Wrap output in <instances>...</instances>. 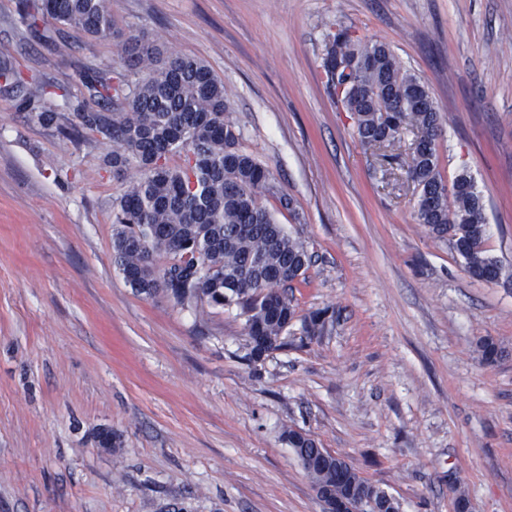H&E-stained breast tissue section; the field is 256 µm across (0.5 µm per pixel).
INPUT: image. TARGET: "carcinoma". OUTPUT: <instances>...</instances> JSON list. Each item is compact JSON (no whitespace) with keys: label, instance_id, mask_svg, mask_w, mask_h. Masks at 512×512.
<instances>
[{"label":"carcinoma","instance_id":"carcinoma-1","mask_svg":"<svg viewBox=\"0 0 512 512\" xmlns=\"http://www.w3.org/2000/svg\"><path fill=\"white\" fill-rule=\"evenodd\" d=\"M20 23L38 34L47 22L87 38L116 34L110 0H19ZM124 70H79L77 90L65 93L76 123L67 127L57 111L55 87L24 77L0 50V92L21 93L22 105L37 121L77 140L100 135L112 141L109 163L127 184L113 207L112 263L125 282L148 298L162 292L178 305H236L246 317L252 362L281 337L295 309L274 289L305 277L311 255L305 244L258 202L269 190L270 172L239 149L240 131L230 117L224 83L202 60L164 53L143 37L127 35L120 44ZM355 63L336 75V57ZM336 103L356 114V134L367 150L392 144L407 134L425 145L404 163L419 187L416 220L439 240L448 241L466 272L488 283L512 287V274L485 248V225L475 221L483 199L472 177L459 173L452 184L439 170L436 140L440 107L428 87L403 69L390 48L363 42L336 25L322 62ZM183 163L173 165L174 156ZM165 257L164 265L157 258ZM481 360L492 365L507 350L491 337L478 341ZM295 455L319 457L323 449L309 435L290 430ZM312 482L333 484L336 496L353 500L365 479L354 468L342 476L316 467Z\"/></svg>","mask_w":512,"mask_h":512}]
</instances>
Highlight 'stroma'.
I'll return each instance as SVG.
<instances>
[{"instance_id": "obj_1", "label": "stroma", "mask_w": 512, "mask_h": 512, "mask_svg": "<svg viewBox=\"0 0 512 512\" xmlns=\"http://www.w3.org/2000/svg\"><path fill=\"white\" fill-rule=\"evenodd\" d=\"M111 9L223 81L240 149L271 174L259 201L312 263L282 347L249 362L239 307L146 298L113 266L111 141L76 143L0 94V512H323L289 429L401 512H455L458 487L473 512H512V288L471 278L416 221L413 183L362 149L322 67L341 24L427 84L441 175L468 170L487 250L512 271V0ZM57 38L65 54L0 0V47L24 74L65 89L77 66H122L113 40ZM486 336L509 350L493 365ZM288 444L292 448L295 455L301 458L299 462L304 470H308L313 465V462L309 459L302 458L304 455L319 457L322 455V453H324V455L332 461L335 469L338 472H342L346 466H349L348 462L343 457L335 455L331 452H323V448H318L316 441L307 434L289 430Z\"/></svg>"}]
</instances>
